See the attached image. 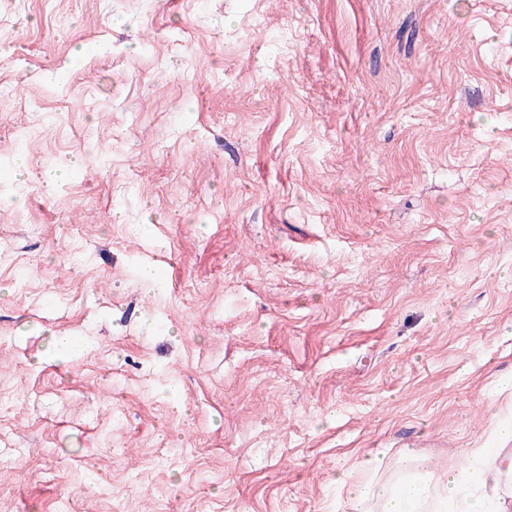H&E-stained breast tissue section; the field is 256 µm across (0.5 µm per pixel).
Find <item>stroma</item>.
<instances>
[{"mask_svg": "<svg viewBox=\"0 0 512 512\" xmlns=\"http://www.w3.org/2000/svg\"><path fill=\"white\" fill-rule=\"evenodd\" d=\"M507 377L512 0H0V512H350Z\"/></svg>", "mask_w": 512, "mask_h": 512, "instance_id": "1", "label": "stroma"}]
</instances>
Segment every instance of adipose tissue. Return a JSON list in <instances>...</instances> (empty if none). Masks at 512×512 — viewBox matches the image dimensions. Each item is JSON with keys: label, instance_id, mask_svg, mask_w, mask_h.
Instances as JSON below:
<instances>
[{"label": "adipose tissue", "instance_id": "obj_1", "mask_svg": "<svg viewBox=\"0 0 512 512\" xmlns=\"http://www.w3.org/2000/svg\"><path fill=\"white\" fill-rule=\"evenodd\" d=\"M465 462L437 475L426 456L403 449L398 464L400 482L381 479L388 451L366 453L356 470L340 469L336 483L346 493L353 512H506L495 492L505 475H512V453L490 448H466Z\"/></svg>", "mask_w": 512, "mask_h": 512}]
</instances>
